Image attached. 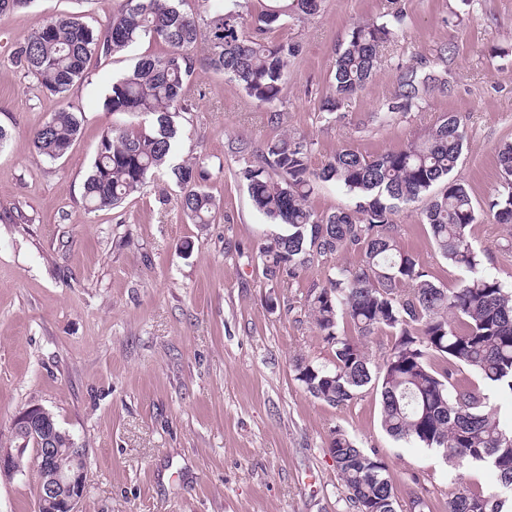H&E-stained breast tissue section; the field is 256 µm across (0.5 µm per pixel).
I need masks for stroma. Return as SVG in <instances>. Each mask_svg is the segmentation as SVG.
Segmentation results:
<instances>
[{"mask_svg": "<svg viewBox=\"0 0 512 512\" xmlns=\"http://www.w3.org/2000/svg\"><path fill=\"white\" fill-rule=\"evenodd\" d=\"M120 2L34 0L0 15V126L10 133L0 147V211L17 206L28 218L0 222V443L10 444L19 411L52 412L88 453L83 512H345L326 451L337 427L377 451L400 498L416 494L428 512H447L465 487L496 492L489 468L454 474L438 451L390 437L375 390L344 409L304 392L296 357L334 363L304 300L336 259H315L281 284L265 278L259 248L274 228L236 179L228 144L295 134L311 141L318 170L342 147L399 149L455 114L465 131L455 174L486 209L500 185L496 150L512 143V0H323L318 14L268 34L300 46L277 124L223 74L199 71L183 89L195 110L179 120L174 160L202 156L214 169L207 186L219 214L204 228L185 220L180 189L166 176L121 208H83L102 130L142 121L104 111V93L161 44L144 40L92 60L66 99L84 113L72 148L57 160L35 151L34 132L62 101L14 66L16 44L50 17L103 25ZM397 11L404 20L372 81L325 122L320 106L333 92L338 48L357 25ZM424 64L437 81L419 107L381 121L401 74ZM394 221L401 247L455 287L461 273L437 254L419 206ZM469 237L485 269L511 286L512 229L483 217ZM37 486L30 469L1 478L0 512H35Z\"/></svg>", "mask_w": 512, "mask_h": 512, "instance_id": "stroma-1", "label": "stroma"}]
</instances>
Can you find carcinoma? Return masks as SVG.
<instances>
[{
	"label": "carcinoma",
	"instance_id": "1",
	"mask_svg": "<svg viewBox=\"0 0 512 512\" xmlns=\"http://www.w3.org/2000/svg\"><path fill=\"white\" fill-rule=\"evenodd\" d=\"M182 2L122 0L102 28L78 17L48 18L15 48L16 67L49 95L65 99L92 58L123 53L144 39L164 46L163 53L140 59L113 80L103 99L105 111L137 113L146 121L101 133L83 184L89 213L121 207L167 170L181 189L186 219L213 223L218 204L206 186V159L170 163L178 136L175 118L194 110L183 87L200 67L222 73L269 108L271 123H279L288 62L299 45L270 43L267 33L291 15L317 14L322 0L270 5L251 17L243 0H223L206 7L202 19L183 11ZM402 20L397 12L391 24L367 22L353 29L338 49L334 96L324 101L325 114L369 83ZM201 42L208 50L198 57L194 50ZM433 81L430 72L407 70L402 91L382 105L384 115L409 112ZM81 121L71 107L60 108L35 131L36 152L51 160L63 157ZM464 140L459 117L450 115L402 149L367 156L343 148L314 171L312 143L285 133L258 150L239 143L237 177L254 209L280 227L259 250L266 279H292L316 256H359L355 263L336 266L328 284L307 295L308 316L335 361L326 367L296 359L294 377L304 391L344 408L377 383L387 434L438 449L452 466L481 463L497 474L499 492L464 488L448 498V512H512V425L501 421L490 395L465 377L470 373L488 390L512 397V289L484 269L469 239L478 211L469 188L455 176ZM497 162L502 181L489 214L499 224H512V144L498 150ZM318 181L335 182L352 205L316 214L308 201ZM429 193L421 221L438 255L464 273L453 288L437 283L398 241L393 216ZM379 331L390 332L394 342L374 368L364 340ZM327 451L348 512H397L399 497L377 453L360 447L340 427L331 431Z\"/></svg>",
	"mask_w": 512,
	"mask_h": 512
}]
</instances>
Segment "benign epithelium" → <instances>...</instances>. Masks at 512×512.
<instances>
[{
    "label": "benign epithelium",
    "mask_w": 512,
    "mask_h": 512,
    "mask_svg": "<svg viewBox=\"0 0 512 512\" xmlns=\"http://www.w3.org/2000/svg\"><path fill=\"white\" fill-rule=\"evenodd\" d=\"M11 436L22 444L0 451V478L20 472V460L30 451L35 467L41 470L37 512H82L87 453L56 427L53 415L41 406H30L14 416Z\"/></svg>",
    "instance_id": "1"
}]
</instances>
